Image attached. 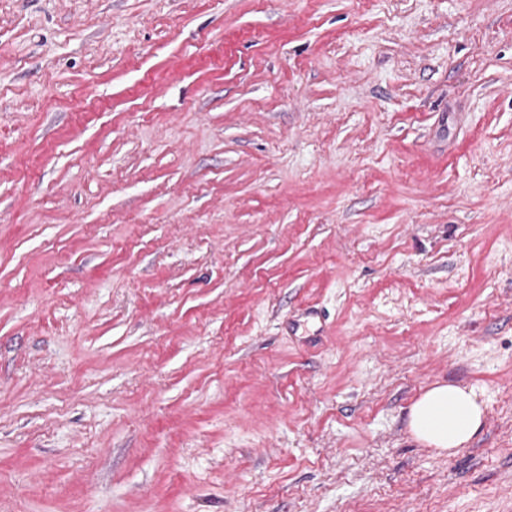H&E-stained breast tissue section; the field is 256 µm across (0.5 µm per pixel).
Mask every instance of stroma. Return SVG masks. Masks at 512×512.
<instances>
[{"instance_id": "1", "label": "stroma", "mask_w": 512, "mask_h": 512, "mask_svg": "<svg viewBox=\"0 0 512 512\" xmlns=\"http://www.w3.org/2000/svg\"><path fill=\"white\" fill-rule=\"evenodd\" d=\"M0 512H512V0H0ZM482 415V405L473 391L437 384L410 406L408 428L419 443L449 451L474 438L482 425Z\"/></svg>"}]
</instances>
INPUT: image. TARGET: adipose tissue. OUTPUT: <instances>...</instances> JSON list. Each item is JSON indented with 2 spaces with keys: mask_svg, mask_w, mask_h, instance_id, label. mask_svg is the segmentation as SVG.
I'll list each match as a JSON object with an SVG mask.
<instances>
[{
  "mask_svg": "<svg viewBox=\"0 0 512 512\" xmlns=\"http://www.w3.org/2000/svg\"><path fill=\"white\" fill-rule=\"evenodd\" d=\"M483 408L473 391L438 384L410 407L408 428L419 443L449 451L470 442L482 425Z\"/></svg>",
  "mask_w": 512,
  "mask_h": 512,
  "instance_id": "obj_1",
  "label": "adipose tissue"
}]
</instances>
